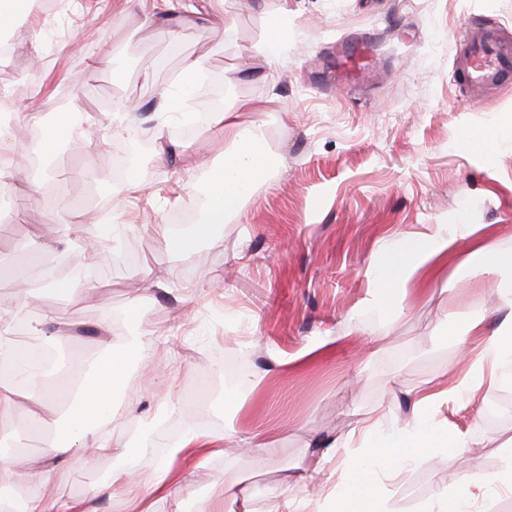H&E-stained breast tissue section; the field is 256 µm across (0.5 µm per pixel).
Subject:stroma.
<instances>
[{
  "mask_svg": "<svg viewBox=\"0 0 512 512\" xmlns=\"http://www.w3.org/2000/svg\"><path fill=\"white\" fill-rule=\"evenodd\" d=\"M198 6L199 16L176 44L149 36L144 12L124 0H54L48 9L33 0L29 14L14 20L12 53L0 61V91L20 111L37 108L42 124L63 111L85 132L83 147L61 144L53 155L56 172L69 175L67 199L78 210H107L123 227L113 253L133 247L139 258L113 265L90 294L78 289L62 298L40 288L29 242L44 217L73 225L54 256L60 279L83 263L82 221L61 210L54 181L34 165V127L14 122L13 145L25 161L7 190L21 221L0 230V266L36 286V318L66 313L73 328L61 341L76 359L104 339L166 338L159 352L163 375L143 376L140 358H132V392L115 397L116 415L144 443L137 470L151 475L188 429L221 441L175 458L181 479L157 500L155 512H195L216 490L230 502L249 491V512H265L262 490L272 484L307 501L322 499L330 474L304 485L292 480L316 442L343 437L382 413L388 422L401 421L409 390L456 376L444 294L398 291L402 313L392 317L372 305L369 272L399 227L483 224L491 247L512 251V81L476 105L453 66L457 40L476 19L512 32V0H198ZM283 8L292 24L276 62L224 85L225 101L246 100L258 109L265 150L280 164L251 188L234 216L198 236L189 253L168 251L157 225H172L197 195L186 188L177 157H155V140L188 147L202 165L200 179L221 160L224 142L208 122L187 134L175 117L157 125L161 95L174 90L186 58L204 59L211 73L252 60L265 13ZM359 35L370 42L371 64L343 72L337 50ZM126 99L141 104L126 117L135 134L111 136L109 121ZM481 128L501 142L494 160L459 139ZM135 149L139 164L126 190L115 191L112 161ZM133 303L140 309L135 321L127 316ZM499 304L486 274L455 291L459 311L484 310L492 324L502 317ZM357 319L367 336L379 339V351L367 360V336L353 330ZM230 359L240 373L255 374V382H227ZM159 387L173 388L176 408L158 400ZM66 408L57 397L0 424V451L30 475L18 495L79 502L86 512H124L110 492L86 497L90 484H106L121 467L119 459L92 457L51 487L32 480L47 459L44 438ZM439 417L468 433L471 446L465 458L441 456L409 471L395 488L399 512H421L467 463L496 474L512 454V385H483ZM229 427L237 435L227 440ZM258 428L274 453L242 446L241 437Z\"/></svg>",
  "mask_w": 512,
  "mask_h": 512,
  "instance_id": "35a3bbf8",
  "label": "stroma"
}]
</instances>
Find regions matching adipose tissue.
Wrapping results in <instances>:
<instances>
[{"instance_id":"ef3b65f1","label":"adipose tissue","mask_w":512,"mask_h":512,"mask_svg":"<svg viewBox=\"0 0 512 512\" xmlns=\"http://www.w3.org/2000/svg\"><path fill=\"white\" fill-rule=\"evenodd\" d=\"M205 68L202 59L185 60L180 90L177 95L163 96L155 115L157 122H165L169 115L181 110ZM248 109L246 102L237 100L213 117V125L232 148L225 152L222 163L207 173L206 227L223 224L238 210L247 188L266 180L273 167L263 148L260 122L246 124L240 119ZM11 118L38 125L39 148L47 154L61 141L76 143L81 138L69 115H59L54 123L45 126L37 112H14L0 96V187L8 184L17 168L6 128ZM464 237L471 240V252L466 256L458 249V241ZM484 257L501 290L505 316L491 329L485 314L452 312L451 321L458 331V353L467 362L458 381L434 389H417L410 400V417L391 428H382L375 421L325 443L312 469L303 474L309 480L327 468L336 477L319 506L320 512H395L388 487L398 485L410 468L432 463L442 455L462 453L470 444L467 433L449 430L437 419L439 408L473 394L485 383L512 384V252L491 250L485 240L474 237L467 224L454 230L438 224L427 232L400 236L397 247L380 248L372 271V300L386 311L391 310L397 289L428 284L447 266L452 269L448 285L456 287L478 271ZM139 352L137 346L115 343L105 356L86 358V374L67 389L71 403L60 423L66 437L49 441L55 463L37 472V481L45 485L61 482L67 468L85 465L95 454L124 462L123 467L113 471L110 487L139 483L140 474L133 462L141 452V443L126 432L122 421L112 416L113 397L124 387L128 363ZM98 418L111 420L108 434L92 431L91 423ZM24 478L11 458L0 454V512H84L81 504H65L51 498L30 501L23 510H16L8 493ZM506 496H512V464L494 476L473 465L454 485L437 489L424 512H488L491 504Z\"/></svg>"}]
</instances>
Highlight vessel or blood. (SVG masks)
Returning a JSON list of instances; mask_svg holds the SVG:
<instances>
[{"mask_svg": "<svg viewBox=\"0 0 512 512\" xmlns=\"http://www.w3.org/2000/svg\"><path fill=\"white\" fill-rule=\"evenodd\" d=\"M454 68L471 93L512 79V40L500 36L494 22L483 21L478 34L463 37Z\"/></svg>", "mask_w": 512, "mask_h": 512, "instance_id": "b4317fda", "label": "vessel or blood"}]
</instances>
